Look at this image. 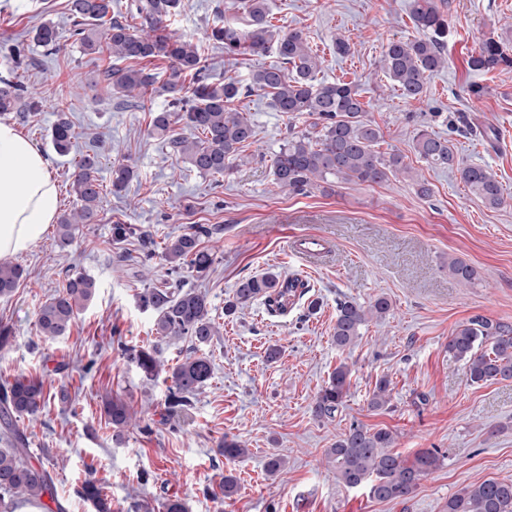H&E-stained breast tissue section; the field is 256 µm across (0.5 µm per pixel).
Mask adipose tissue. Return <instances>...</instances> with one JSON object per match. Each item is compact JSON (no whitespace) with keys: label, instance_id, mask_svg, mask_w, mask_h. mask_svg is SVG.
Segmentation results:
<instances>
[{"label":"adipose tissue","instance_id":"obj_1","mask_svg":"<svg viewBox=\"0 0 512 512\" xmlns=\"http://www.w3.org/2000/svg\"><path fill=\"white\" fill-rule=\"evenodd\" d=\"M57 208L56 185L39 147L0 123V258L36 244Z\"/></svg>","mask_w":512,"mask_h":512}]
</instances>
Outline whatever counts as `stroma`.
Here are the masks:
<instances>
[{
    "label": "stroma",
    "instance_id": "obj_1",
    "mask_svg": "<svg viewBox=\"0 0 512 512\" xmlns=\"http://www.w3.org/2000/svg\"><path fill=\"white\" fill-rule=\"evenodd\" d=\"M410 2L271 0L275 24L303 31L319 55L318 79L357 84L368 118L383 133L378 151L401 153L411 167L380 184L289 192L276 186L272 158L290 132L309 129L310 117L291 120L267 97H242L235 107L253 123L254 143L240 149L224 176H202L150 131L149 112L167 107L168 95L138 111L95 87L107 60L74 47L67 0H0V46L23 43L34 63L15 74L43 101L26 119L10 114L0 122L43 152L59 210L74 205L69 177L75 154L101 153L103 178L124 158L138 173L122 195L104 190L98 223L86 226L66 251L57 248L51 225L29 251L13 256L23 277L11 295L0 297V322L14 329L11 346L0 350V382L27 377L42 383L47 405L19 427L33 463L53 475L67 512H94L79 494L90 477L112 512H163L170 498L184 500L189 512H441L462 486L512 481V380L473 384L464 363L447 350L452 331L471 317L512 322V69L486 73L467 65L487 37L512 43V0H449L447 63L428 78L421 99L408 102L398 97L380 59L390 39L416 37ZM219 17L245 24L239 0H180L170 27L205 42L212 82L230 76L248 83L252 67L272 58L230 63L222 47L205 41ZM45 22L65 35L58 53L32 40L33 29ZM340 37L351 44L348 55L335 52ZM61 95L80 134L67 155L56 153L48 138ZM489 125L497 138L483 136ZM421 129L448 138L465 161L496 172L505 205L487 207L457 174L417 159L413 137ZM420 179L429 196L418 193ZM116 223L132 225L133 234L114 240ZM193 224L209 228L203 244L215 257L201 280L186 267L170 273L160 255L167 237ZM306 235L332 247L320 266H306L289 250ZM148 245L154 250L149 258ZM452 257L475 267L474 283L449 275ZM76 273L96 279L95 298L64 336L37 335L38 307ZM267 273L294 275L308 285L288 317L269 316L258 300L225 316L237 282ZM179 280L206 293L218 333L203 348L213 361L211 380L188 410L174 415L166 402L168 380H147L125 351L157 346L169 366L185 358L190 342L157 336L154 313L138 303L142 289ZM380 295L389 298V313L363 326L350 347H337V301L365 304ZM272 345L281 356L270 364ZM342 363L351 369L346 402L334 419H317L315 396ZM383 376L391 382V402L370 409L368 399ZM108 397L122 398L134 411L123 433L104 413ZM354 422L391 429L393 450L406 459L439 449V468L403 502L344 487L325 451ZM227 436L248 448V456L229 462L219 455ZM273 453L287 465L272 476L265 462ZM228 472L238 492L216 499Z\"/></svg>",
    "mask_w": 512,
    "mask_h": 512
}]
</instances>
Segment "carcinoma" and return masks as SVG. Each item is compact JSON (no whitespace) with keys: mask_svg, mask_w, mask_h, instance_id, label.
<instances>
[{"mask_svg":"<svg viewBox=\"0 0 512 512\" xmlns=\"http://www.w3.org/2000/svg\"><path fill=\"white\" fill-rule=\"evenodd\" d=\"M72 36L81 52L99 54L108 60L134 61L125 67L108 64L97 74L96 84L107 93H117L123 101L144 106L149 94L175 93L183 89L182 79L191 77L188 94L174 98L169 108L153 113L152 134L167 139L168 147L204 176L224 175L231 161L246 143L255 137L251 121L233 108L243 93L260 92L270 97L272 107L290 119L307 114L315 118L311 130L291 134L272 160L276 184L299 192L319 183L328 186L355 181L379 184L393 174H406L410 167L405 156L393 152L378 153L375 146L382 139L380 127L365 118V104L350 82H327L317 79L319 56L300 30L284 31L272 23L269 0H244L249 15L247 28H234L221 22L213 24L207 37L224 46L231 59L250 54H272L276 61L251 71L250 84L240 86L233 78L224 83L209 81L208 69L200 43L167 30V21L176 13L179 0H144L132 24L112 16V0H68ZM438 0H412L411 18L421 36L392 39L382 54V69L405 100L421 98L427 78L445 66L441 51L448 24ZM33 41L40 47L57 52L61 35L50 23L37 27ZM164 58L169 63L165 81L144 66L142 61ZM473 71L491 72L512 66V56L505 44L492 37L482 42L478 53L469 56ZM41 101L25 94L20 81H0V114L37 112ZM181 123L189 134L176 133L173 125ZM49 137L54 150L65 155L78 139L75 124L63 105L56 106V119ZM415 153L435 168L455 171L464 185L487 206L504 204L501 182L490 168L465 162L449 141L427 130L416 132ZM98 154H81L74 162L70 193L76 207L59 215L56 244L65 251L80 229L94 223L99 212L102 184L98 179ZM135 176V168L123 162L112 164V193L121 194ZM209 230L193 224L189 231L165 242L163 258L171 272L184 266L197 276L206 275L214 263L213 255L202 246ZM448 272L457 280L472 282L476 269L465 260L448 259ZM22 277L19 266L0 262V296L11 294ZM305 283L295 276L274 274L250 276L236 286L224 313L232 315L238 308L261 298L271 316H285ZM97 292L94 277L78 273L69 276L36 311V332L45 337L63 336L78 314ZM140 305L155 313L156 334L163 338L187 339L192 354L171 368L159 358L157 347L127 350L128 359L148 378L167 371L171 380L167 404L173 412H183L211 379L212 362L198 354V347L210 343L218 328L210 314L206 293L180 283L145 288L139 295ZM391 308L389 300L379 296L364 306L354 300L337 303L333 337L336 346L345 348L360 336L361 328L372 318L384 317ZM448 354L465 363L473 384L512 379V323L476 316L456 327L448 337ZM350 384V369L341 364L319 389L313 413L331 419L343 406ZM391 401L390 381L383 377L375 385L368 405L380 410ZM45 404L40 383L18 377L0 384V512H16L23 505L43 506V497L55 503L56 512H65L58 502L50 472L30 462L26 438L16 421L38 413ZM106 414L117 433H122L132 418L131 407L119 398L105 404ZM395 436L386 428H368L352 423L336 440L326 455L335 468L336 477L349 489L365 488L378 501H400L413 494L419 481L441 463L436 450L419 451L409 461L392 451ZM217 452L227 460L248 455L235 438L224 437ZM83 496L97 512H111V506L92 479L85 480ZM442 512H512V481L487 479L466 485L452 494Z\"/></svg>","mask_w":512,"mask_h":512,"instance_id":"1","label":"carcinoma"}]
</instances>
